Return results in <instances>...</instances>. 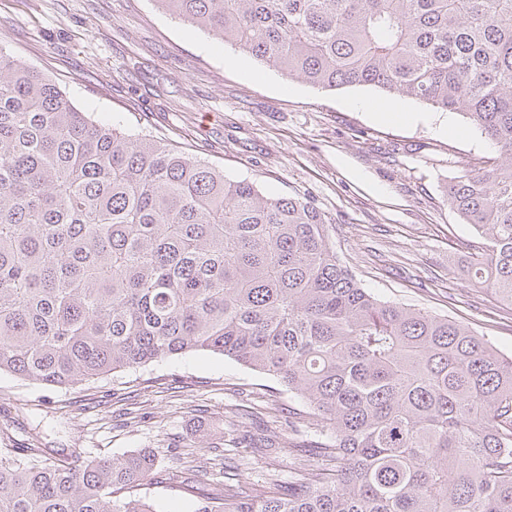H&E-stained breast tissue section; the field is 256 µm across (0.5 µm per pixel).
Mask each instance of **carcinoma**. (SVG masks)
Instances as JSON below:
<instances>
[{"label": "carcinoma", "instance_id": "1", "mask_svg": "<svg viewBox=\"0 0 512 512\" xmlns=\"http://www.w3.org/2000/svg\"><path fill=\"white\" fill-rule=\"evenodd\" d=\"M290 80L466 115L503 156L448 185L483 239L471 285L512 304V0H154ZM212 352L275 378L322 441L288 485L233 466L196 512H512V356L382 300L324 214L76 107L0 51V375L62 387ZM295 421L245 450L296 452ZM153 452L82 464L0 448V512H155Z\"/></svg>", "mask_w": 512, "mask_h": 512}]
</instances>
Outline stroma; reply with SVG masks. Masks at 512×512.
<instances>
[{
  "instance_id": "35a3bbf8",
  "label": "stroma",
  "mask_w": 512,
  "mask_h": 512,
  "mask_svg": "<svg viewBox=\"0 0 512 512\" xmlns=\"http://www.w3.org/2000/svg\"><path fill=\"white\" fill-rule=\"evenodd\" d=\"M0 50L95 120L167 139L269 195L307 198L364 288L512 354V305L467 280L481 238L448 207L453 178L500 158L462 114L405 98V118L384 117L378 89L285 80L154 0H0ZM303 409L273 377L212 353L66 388L1 375L0 448H50L76 463L149 448L170 473L202 463L218 474L230 458L260 486L268 469L246 458L244 435L286 428ZM203 438L217 450L199 448Z\"/></svg>"
}]
</instances>
